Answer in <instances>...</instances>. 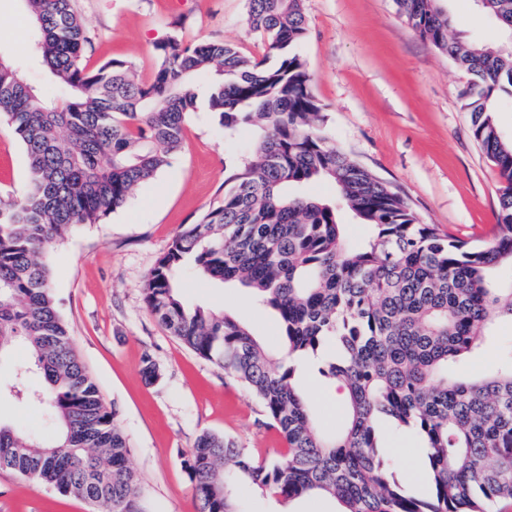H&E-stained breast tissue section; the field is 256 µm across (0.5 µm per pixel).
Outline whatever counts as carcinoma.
Returning a JSON list of instances; mask_svg holds the SVG:
<instances>
[{"mask_svg": "<svg viewBox=\"0 0 512 512\" xmlns=\"http://www.w3.org/2000/svg\"><path fill=\"white\" fill-rule=\"evenodd\" d=\"M21 2L32 30L20 58L0 56V120L25 149L30 186L0 199V371L13 378L0 398L42 407L47 426L29 432L0 418V468L31 471L103 512H143L129 440L58 312L48 251L170 165L204 76L205 102L224 130L256 126L259 143L224 179L222 204L175 238L145 281V299L173 336L260 401L288 453L257 461L229 437L199 434L184 467L200 512H242L236 490L245 484L285 500L333 498L342 512H492L512 500V351L489 374H456L496 322H512V285L489 279L498 267L512 272V137L497 120L512 105V0L479 5L503 32L497 49L449 35L442 0H395L419 36L468 75L462 107L504 180L498 224L478 241L423 223L391 183L331 142L295 52L308 31L303 0H248L264 58L224 42L171 40L158 47L149 83L120 60L87 65L75 0ZM30 61L48 83L27 79ZM317 183L336 193L312 194ZM347 213L367 226L364 242L345 241ZM188 260L276 311L279 354L233 315L184 305L176 288ZM16 345L31 365L10 360ZM318 356L319 374L347 391L346 419L333 433L297 386ZM33 370L39 390L23 384ZM385 424L411 430L425 448L431 499L406 494L394 477L382 454Z\"/></svg>", "mask_w": 512, "mask_h": 512, "instance_id": "obj_1", "label": "carcinoma"}]
</instances>
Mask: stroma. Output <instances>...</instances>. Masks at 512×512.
<instances>
[{"label":"stroma","instance_id":"stroma-1","mask_svg":"<svg viewBox=\"0 0 512 512\" xmlns=\"http://www.w3.org/2000/svg\"><path fill=\"white\" fill-rule=\"evenodd\" d=\"M452 32L494 45L497 28L474 0H445ZM90 32L89 65L117 59L142 81L158 65L157 45L205 39L237 46L260 58V38L247 27L248 0H75ZM308 34L297 46L324 107L336 147L397 186L427 224L464 240L485 238L497 222L502 186L496 167L473 140L458 97L466 74L424 41L396 12L394 0H304ZM20 0H0V50L15 52L27 39ZM257 129L225 132L205 108L191 114L182 149L168 168L99 223L82 225L51 247V282L73 343L96 380L117 424L131 442L147 512H200L184 458L204 431L234 438L254 455L279 459L283 437L266 423L260 404L212 361L172 336L149 312L143 284L175 237L219 205L228 172L251 156ZM28 188L24 149L0 123V198ZM187 305L235 315L259 339L274 345L276 313L260 309L241 288L214 285L196 270L180 279ZM512 339V323L493 336L458 373L496 369L500 344ZM157 377L147 379L145 361ZM299 388L316 405L324 429L344 417V401L306 369ZM387 455L404 485L423 480L424 451L405 431H390ZM250 512H340L330 498L285 501L247 488ZM0 512H101L99 506L60 493L11 469H0Z\"/></svg>","mask_w":512,"mask_h":512}]
</instances>
